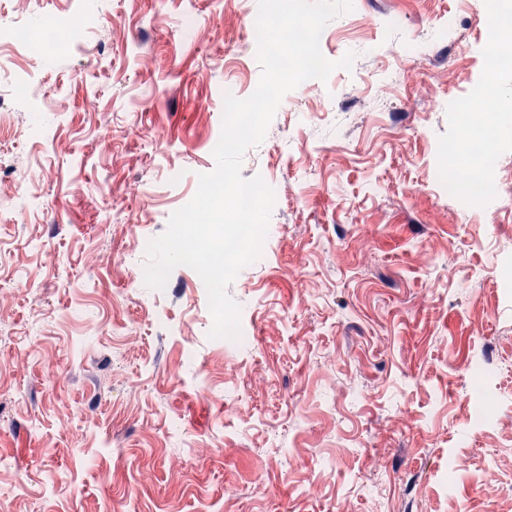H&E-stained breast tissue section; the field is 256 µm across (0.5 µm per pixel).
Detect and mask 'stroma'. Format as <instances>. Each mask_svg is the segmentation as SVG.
I'll return each instance as SVG.
<instances>
[{
    "label": "stroma",
    "instance_id": "35a3bbf8",
    "mask_svg": "<svg viewBox=\"0 0 512 512\" xmlns=\"http://www.w3.org/2000/svg\"><path fill=\"white\" fill-rule=\"evenodd\" d=\"M91 2L0 99V158L31 172L0 174V512H512V123L495 210L436 184L475 84L512 107V74L481 71L512 46L491 0H352L325 27L352 68L288 92L243 159L279 188L228 288L247 348L210 338L197 273L148 288L137 246L215 169L225 94L258 85L257 0ZM76 3L0 0V26ZM471 368L497 411L474 436Z\"/></svg>",
    "mask_w": 512,
    "mask_h": 512
}]
</instances>
